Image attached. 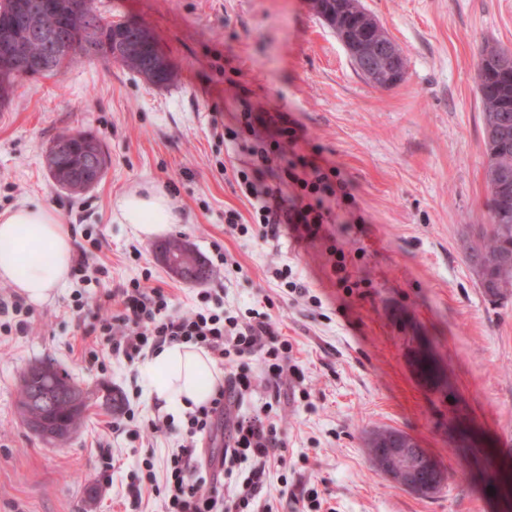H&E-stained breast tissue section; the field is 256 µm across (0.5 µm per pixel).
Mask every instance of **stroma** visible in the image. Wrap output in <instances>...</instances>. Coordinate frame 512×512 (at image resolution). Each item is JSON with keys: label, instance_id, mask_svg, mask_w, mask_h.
I'll return each instance as SVG.
<instances>
[{"label": "stroma", "instance_id": "35a3bbf8", "mask_svg": "<svg viewBox=\"0 0 512 512\" xmlns=\"http://www.w3.org/2000/svg\"><path fill=\"white\" fill-rule=\"evenodd\" d=\"M95 2L108 19L146 24L177 77L157 87L120 65L78 59L60 75L19 81L0 106V210L52 206L74 243L99 241L89 264L107 265L111 286L149 278L182 310L201 305L205 291L241 316L268 308L309 393L295 401L281 389L288 464L271 471L268 499L314 489L335 512H512V294L486 297L461 248L467 225L489 221L477 63L484 44L512 50V0H362L406 62L390 88L364 80L306 0ZM239 85L303 123L310 152L353 185L364 223L268 242L228 233L225 211L246 219L251 207L222 171L244 157L226 152L214 121ZM71 129L97 136L110 156L80 195L55 186L45 165L47 148ZM147 181L169 192L179 217L169 235L208 261L205 283L173 277L154 241L119 223L117 199ZM286 269L298 292L284 290ZM78 292L87 301L80 315ZM99 294L70 278L34 307L25 333L0 335V512L158 508L152 498L133 505L129 465L149 452L163 461L178 431L115 434L114 413L93 406L54 447L16 411L22 372L50 361L84 389L111 385L138 419L158 414L140 396V364L81 355L77 325ZM421 345L443 373L440 389L411 365ZM378 428L414 437L446 485L423 497L378 472L365 449ZM108 450L127 467L106 468Z\"/></svg>", "mask_w": 512, "mask_h": 512}]
</instances>
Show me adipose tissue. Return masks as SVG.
Segmentation results:
<instances>
[{"label":"adipose tissue","mask_w":512,"mask_h":512,"mask_svg":"<svg viewBox=\"0 0 512 512\" xmlns=\"http://www.w3.org/2000/svg\"><path fill=\"white\" fill-rule=\"evenodd\" d=\"M117 218L144 240L168 232L177 221L169 193L154 183L121 196ZM73 257L71 233L51 206L22 204L0 212V281L15 288L28 303H45L65 287ZM142 370L149 402H160L174 415L206 402L221 380L211 357L184 343L164 345Z\"/></svg>","instance_id":"ef3b65f1"}]
</instances>
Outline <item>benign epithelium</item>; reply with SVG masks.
<instances>
[{"label":"benign epithelium","instance_id":"obj_1","mask_svg":"<svg viewBox=\"0 0 512 512\" xmlns=\"http://www.w3.org/2000/svg\"><path fill=\"white\" fill-rule=\"evenodd\" d=\"M46 17L55 20L49 29L42 26ZM93 17L89 0H11L10 7L0 11V82L39 78L59 69L62 62L76 54L99 60L117 57L129 62L146 48L152 49L150 61L141 70L147 82L159 85L161 78L174 73L171 61L149 28L132 20L122 22L125 36L109 49L101 43L99 30L91 23ZM379 28V21L366 13L349 32L340 35L339 41L363 77L380 72L397 81L398 52L391 37L387 35L367 46L372 32ZM32 42L42 46L38 57L29 53ZM46 168L54 183L64 190L71 189L73 178L81 183L82 190L88 191L98 184L105 171L97 140L72 132L62 133L50 145ZM160 259L174 275L188 280L197 278L198 268L186 265L181 253L165 252ZM371 440L385 448L377 462L395 485L414 494L434 493L445 485L446 475L435 461L424 464L411 452L418 446L413 437L387 432L380 437L374 435ZM425 466L430 472L426 481L421 478Z\"/></svg>","mask_w":512,"mask_h":512}]
</instances>
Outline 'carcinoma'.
<instances>
[{"label": "carcinoma", "mask_w": 512, "mask_h": 512, "mask_svg": "<svg viewBox=\"0 0 512 512\" xmlns=\"http://www.w3.org/2000/svg\"><path fill=\"white\" fill-rule=\"evenodd\" d=\"M316 15L333 30L342 26L338 0H315ZM507 51L495 45L482 47L478 60L477 92L483 107V129L507 114L512 118V70L501 68ZM508 149L499 151L484 142L489 169L485 172L488 187L486 206L490 223L469 227L464 240L465 259L477 276L487 296L498 298L512 289V126L508 128ZM412 366L417 375L431 387L441 386V374L430 351L419 346L412 353ZM62 386L74 394L82 391L70 375L50 362L40 363L38 371L22 376L17 412L22 422L44 420L51 435L45 441L51 445L66 442L82 426L85 414L71 400L63 399L51 408H43L31 398L54 386Z\"/></svg>", "instance_id": "cac0c4a2"}]
</instances>
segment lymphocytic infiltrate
Here are the masks:
<instances>
[{"label":"lymphocytic infiltrate","instance_id":"obj_1","mask_svg":"<svg viewBox=\"0 0 512 512\" xmlns=\"http://www.w3.org/2000/svg\"><path fill=\"white\" fill-rule=\"evenodd\" d=\"M236 128L224 138L237 142L242 132L259 133L250 149V171L233 178L251 206V224L237 211L224 215L240 235L256 232L264 240L278 238L282 225H299L306 233L339 218V204H354L349 182L334 162L301 155L309 138L290 113L268 110L239 98L225 104ZM101 314L83 328L93 345L112 356L135 361L164 345L186 343L204 349L224 369V381L210 401L186 412L181 444L155 466L145 456L129 485L134 503L143 494L161 499V512H300L298 498L286 496L273 510L261 492L273 465L285 463L280 437L278 386L295 373L293 346L275 332L269 313L251 310L247 320L231 315L224 300L204 293L203 307L181 312L160 287L140 280L108 290ZM268 400L253 405L257 388ZM222 435L219 455H204L202 442Z\"/></svg>","mask_w":512,"mask_h":512}]
</instances>
